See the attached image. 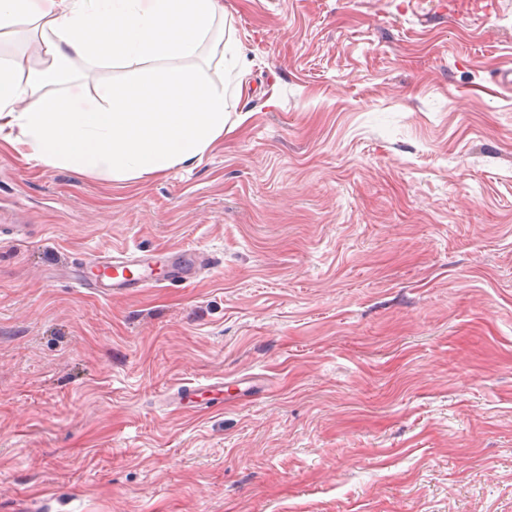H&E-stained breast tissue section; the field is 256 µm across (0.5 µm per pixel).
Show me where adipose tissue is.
<instances>
[{"label": "adipose tissue", "instance_id": "obj_1", "mask_svg": "<svg viewBox=\"0 0 512 512\" xmlns=\"http://www.w3.org/2000/svg\"><path fill=\"white\" fill-rule=\"evenodd\" d=\"M224 19L221 0H0V39L31 31L40 65L0 58V141L28 161L138 181L188 165L224 134L239 103L178 66ZM118 64L133 80L91 102L50 92L62 64Z\"/></svg>", "mask_w": 512, "mask_h": 512}]
</instances>
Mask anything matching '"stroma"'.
I'll list each match as a JSON object with an SVG mask.
<instances>
[{
	"label": "stroma",
	"mask_w": 512,
	"mask_h": 512,
	"mask_svg": "<svg viewBox=\"0 0 512 512\" xmlns=\"http://www.w3.org/2000/svg\"><path fill=\"white\" fill-rule=\"evenodd\" d=\"M223 2L242 120L201 159L0 141V512H512V0ZM180 248L181 287L69 278Z\"/></svg>",
	"instance_id": "obj_1"
}]
</instances>
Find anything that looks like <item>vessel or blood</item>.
<instances>
[{
	"instance_id": "1",
	"label": "vessel or blood",
	"mask_w": 512,
	"mask_h": 512,
	"mask_svg": "<svg viewBox=\"0 0 512 512\" xmlns=\"http://www.w3.org/2000/svg\"><path fill=\"white\" fill-rule=\"evenodd\" d=\"M87 267L98 269L99 279H79V288H125L136 290L156 286L155 274L164 271L168 286H179L195 278L202 266V259L190 250H177L165 254H130L115 251L94 254L85 260Z\"/></svg>"
}]
</instances>
